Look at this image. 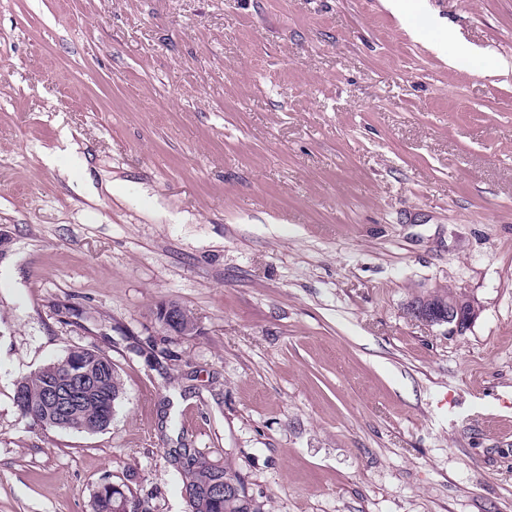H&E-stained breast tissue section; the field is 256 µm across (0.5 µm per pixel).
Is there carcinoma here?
<instances>
[{
	"mask_svg": "<svg viewBox=\"0 0 512 512\" xmlns=\"http://www.w3.org/2000/svg\"><path fill=\"white\" fill-rule=\"evenodd\" d=\"M74 360L83 363V367L90 370L92 381L80 390L78 412L69 421V430H103L112 421V403L123 394V382L116 365L108 355L86 348L71 349L63 358L35 370L20 380L24 390L29 394L31 404V409L23 413V416L46 428L55 427L51 414L43 412V399L50 384L57 377L64 378L65 372L72 367ZM178 460L186 488L197 491V495L189 502L192 512H260V508L246 493L244 480L232 467H216L191 452L178 455ZM213 481L219 482L227 489L234 485L238 487L239 493H226L224 500L212 501L203 495V486ZM126 493H130V490L121 492L112 489L110 485H100L95 497V512H117Z\"/></svg>",
	"mask_w": 512,
	"mask_h": 512,
	"instance_id": "carcinoma-1",
	"label": "carcinoma"
}]
</instances>
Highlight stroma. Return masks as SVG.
Here are the masks:
<instances>
[{"label": "stroma", "instance_id": "1", "mask_svg": "<svg viewBox=\"0 0 512 512\" xmlns=\"http://www.w3.org/2000/svg\"><path fill=\"white\" fill-rule=\"evenodd\" d=\"M74 347L100 432L14 403ZM183 448L262 512H512V0H0V512H189ZM434 296L437 298H448L454 296V293L450 290H438L433 291ZM433 294L426 295L420 298L423 304H413L409 309V313L412 317L419 321L425 322L429 325H448L450 330L456 333L464 332L469 323L474 319L476 312L473 306L470 304L469 299L465 294L464 298L456 296L454 298H448V301H438L436 304L426 305L427 301H432ZM73 360L83 363L81 368H88L92 374V381L80 390L79 406L72 388L88 382L87 371H71L69 385H56L46 394L47 388L56 377L64 379L68 368L75 369L72 365ZM18 383H22L30 397L31 409L28 412H22L16 405L23 416L31 418L41 426L44 425L43 427L61 429L60 427L68 426V417L75 413L78 407L77 414L69 421V430L76 432L106 429L112 421L115 403L123 394V382L112 359L103 352L86 348L70 349L63 358L35 370ZM44 396L47 406L54 415L43 412ZM51 415L54 416L56 425ZM94 426L97 428H91ZM106 483L110 485L105 486ZM121 487L123 488V485ZM121 487L113 485L114 489L122 490ZM119 490H112V484L109 481L102 483L95 497V512H117L122 497H125V494ZM124 492L134 498L128 488L124 489Z\"/></svg>", "mask_w": 512, "mask_h": 512}]
</instances>
